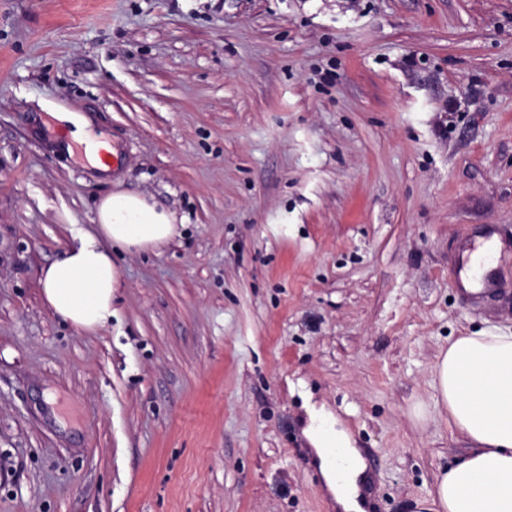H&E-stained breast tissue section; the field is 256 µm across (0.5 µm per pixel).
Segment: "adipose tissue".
Segmentation results:
<instances>
[{"label":"adipose tissue","mask_w":512,"mask_h":512,"mask_svg":"<svg viewBox=\"0 0 512 512\" xmlns=\"http://www.w3.org/2000/svg\"><path fill=\"white\" fill-rule=\"evenodd\" d=\"M179 233L173 213L144 196L115 191L97 206L96 227L77 247L41 271L52 313L72 326L94 331L113 317L120 287L111 248L128 253L157 250ZM431 403L415 405V419L434 407L471 443V451L438 474L417 512H512V330L497 327L450 340L431 374ZM304 434L314 451L324 487L337 512H362L366 464L340 419L313 412ZM343 448L352 460L345 479L326 466L324 451Z\"/></svg>","instance_id":"ef3b65f1"}]
</instances>
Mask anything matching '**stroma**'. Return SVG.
I'll list each match as a JSON object with an SVG mask.
<instances>
[{"label": "stroma", "mask_w": 512, "mask_h": 512, "mask_svg": "<svg viewBox=\"0 0 512 512\" xmlns=\"http://www.w3.org/2000/svg\"><path fill=\"white\" fill-rule=\"evenodd\" d=\"M117 149L111 179L85 147ZM182 217L85 332L42 269L115 186ZM496 239L464 292V243ZM512 327V0H0V512H332L339 415L413 512L470 442L449 337Z\"/></svg>", "instance_id": "35a3bbf8"}]
</instances>
